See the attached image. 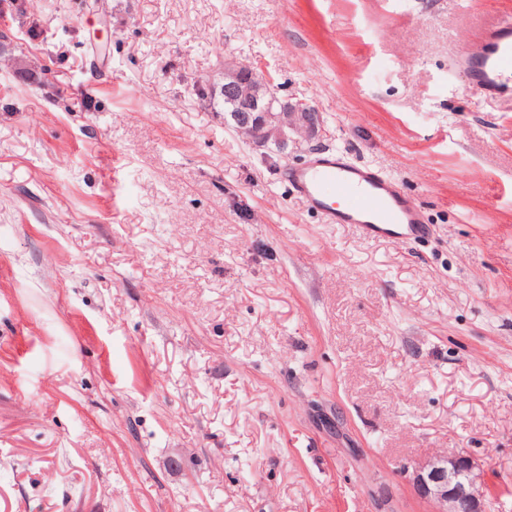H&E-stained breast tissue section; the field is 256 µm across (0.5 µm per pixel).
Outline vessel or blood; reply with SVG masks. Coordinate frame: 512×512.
Wrapping results in <instances>:
<instances>
[{"mask_svg": "<svg viewBox=\"0 0 512 512\" xmlns=\"http://www.w3.org/2000/svg\"><path fill=\"white\" fill-rule=\"evenodd\" d=\"M474 93L512 96V14L500 15L477 36V47L461 57ZM286 179L309 208L330 224H356L365 235L416 240L429 233L419 204L371 167L343 155H319L289 169Z\"/></svg>", "mask_w": 512, "mask_h": 512, "instance_id": "1", "label": "vessel or blood"}]
</instances>
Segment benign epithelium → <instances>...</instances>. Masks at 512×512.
I'll return each instance as SVG.
<instances>
[{
    "mask_svg": "<svg viewBox=\"0 0 512 512\" xmlns=\"http://www.w3.org/2000/svg\"><path fill=\"white\" fill-rule=\"evenodd\" d=\"M224 102V121L258 147L274 145L280 153L311 140L322 131L318 112L304 101L277 96L270 78L257 68L224 63L223 80L210 86ZM418 494L435 505V512H490L477 460L463 451L444 453L413 470Z\"/></svg>",
    "mask_w": 512,
    "mask_h": 512,
    "instance_id": "benign-epithelium-1",
    "label": "benign epithelium"
}]
</instances>
